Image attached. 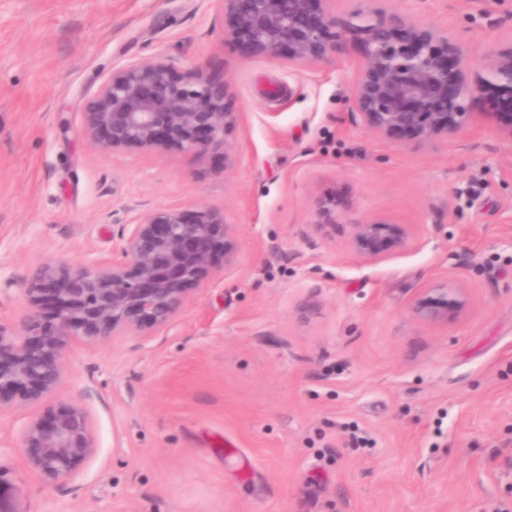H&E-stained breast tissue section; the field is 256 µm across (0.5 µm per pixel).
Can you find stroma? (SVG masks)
I'll return each mask as SVG.
<instances>
[{
  "mask_svg": "<svg viewBox=\"0 0 512 512\" xmlns=\"http://www.w3.org/2000/svg\"><path fill=\"white\" fill-rule=\"evenodd\" d=\"M447 29L470 67L512 40V0H375ZM165 57L228 85L229 155L104 151L88 100ZM358 51L301 66L243 55L210 0H0V322L37 269L111 257L121 225L213 209L236 262L158 337L70 348L51 400L83 404L97 452L50 486L0 415V512H512V144L478 96L435 145L372 134L349 98ZM416 225L376 262L314 238L312 200ZM438 281L463 315L416 320Z\"/></svg>",
  "mask_w": 512,
  "mask_h": 512,
  "instance_id": "obj_1",
  "label": "stroma"
}]
</instances>
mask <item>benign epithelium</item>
<instances>
[{
	"instance_id": "1",
	"label": "benign epithelium",
	"mask_w": 512,
	"mask_h": 512,
	"mask_svg": "<svg viewBox=\"0 0 512 512\" xmlns=\"http://www.w3.org/2000/svg\"><path fill=\"white\" fill-rule=\"evenodd\" d=\"M224 17L225 36L248 55L286 58L296 65L329 61L359 44L362 66L352 103L374 135L396 143L434 145L474 124L471 105L495 93L508 122L500 137L512 144V41L477 69L466 67L448 30L398 12L355 10L340 16L336 0H211ZM225 83L203 66L176 73L162 56L112 71L81 112L84 135L101 150L178 151L205 156L224 151L239 113L230 111ZM350 201L336 194L313 199L311 231L324 242L341 233L349 251L376 261L408 248L411 224L372 217L336 223ZM235 225L213 210L160 209L123 225L115 258L92 266L37 269L27 288L30 309L16 326L0 323V413L45 402L65 373L75 345L132 334L152 339L186 305L191 287L206 279L215 259L236 261ZM460 289L445 281L418 297L413 316L450 323L464 312ZM26 466L44 482L72 477L96 453L92 420L77 403L49 404L20 431Z\"/></svg>"
}]
</instances>
